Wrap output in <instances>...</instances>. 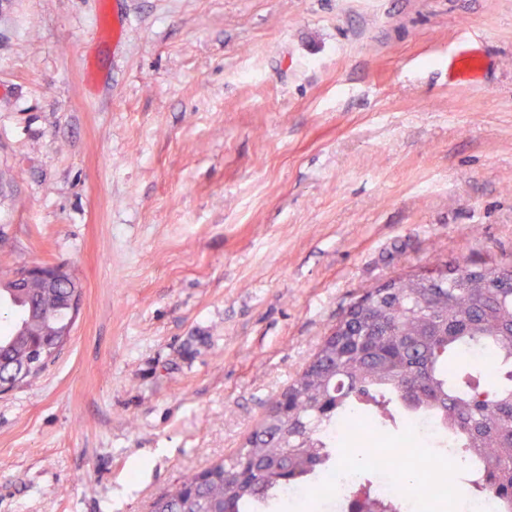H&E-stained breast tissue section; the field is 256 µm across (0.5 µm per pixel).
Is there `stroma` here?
I'll return each mask as SVG.
<instances>
[{"label":"stroma","instance_id":"stroma-1","mask_svg":"<svg viewBox=\"0 0 512 512\" xmlns=\"http://www.w3.org/2000/svg\"><path fill=\"white\" fill-rule=\"evenodd\" d=\"M0 237L83 291L0 512H150L366 289L512 258V0H0ZM488 60L480 49L463 48L448 61V73L454 85L465 87L481 81L487 73Z\"/></svg>","mask_w":512,"mask_h":512}]
</instances>
